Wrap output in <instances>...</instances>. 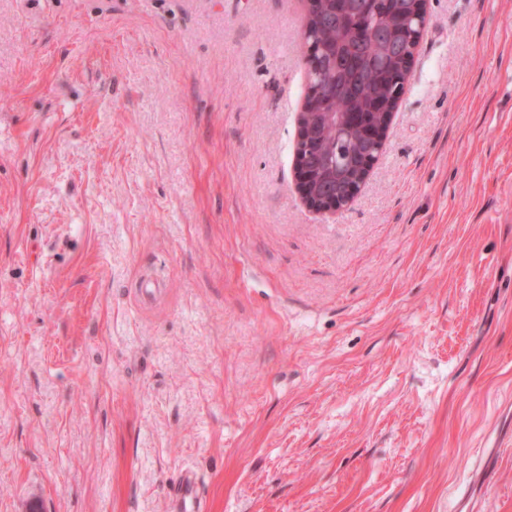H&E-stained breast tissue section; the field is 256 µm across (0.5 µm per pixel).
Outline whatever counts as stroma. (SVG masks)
Returning <instances> with one entry per match:
<instances>
[{"label": "stroma", "instance_id": "stroma-1", "mask_svg": "<svg viewBox=\"0 0 512 512\" xmlns=\"http://www.w3.org/2000/svg\"><path fill=\"white\" fill-rule=\"evenodd\" d=\"M304 0H0V512H512V0H429L302 202ZM155 288L141 300L143 287ZM512 445V436L503 438L497 436L491 448H495L493 453L488 452L484 449L482 452H478L474 457L472 465L473 468L481 472L490 474L495 470V465L498 461V455L500 448H508ZM203 484L204 478L197 470L188 468L182 471L169 495L170 511L205 512L207 509Z\"/></svg>", "mask_w": 512, "mask_h": 512}]
</instances>
